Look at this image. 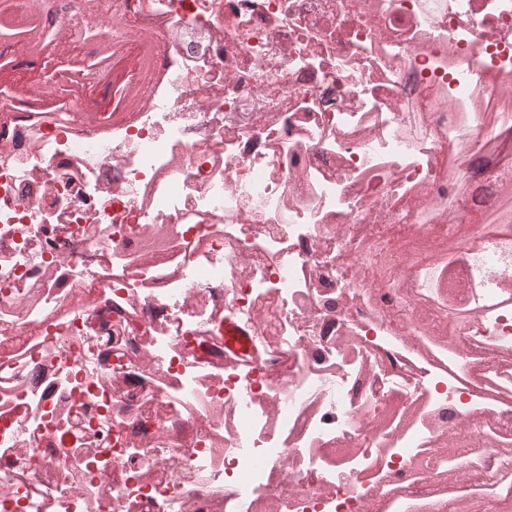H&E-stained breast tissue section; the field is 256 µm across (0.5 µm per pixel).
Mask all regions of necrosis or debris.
Here are the masks:
<instances>
[{
	"label": "necrosis or debris",
	"instance_id": "necrosis-or-debris-1",
	"mask_svg": "<svg viewBox=\"0 0 512 512\" xmlns=\"http://www.w3.org/2000/svg\"><path fill=\"white\" fill-rule=\"evenodd\" d=\"M111 97L0 108V512H439L512 457V0H112ZM160 80L142 89L130 58ZM393 258L401 297L375 267ZM429 288L462 300L429 329ZM256 351H225L224 317Z\"/></svg>",
	"mask_w": 512,
	"mask_h": 512
}]
</instances>
